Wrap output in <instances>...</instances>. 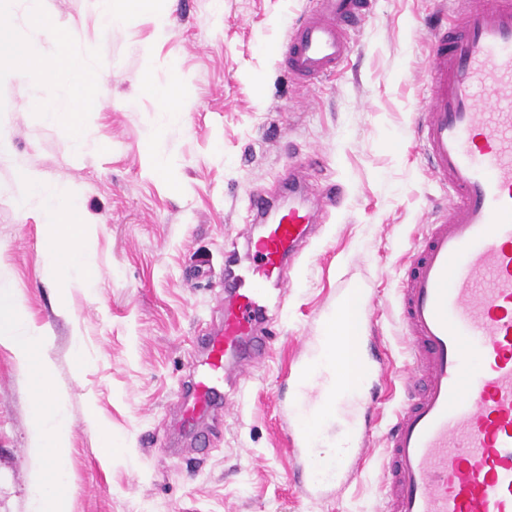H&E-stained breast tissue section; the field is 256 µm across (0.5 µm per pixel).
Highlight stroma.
Listing matches in <instances>:
<instances>
[{"label":"stroma","mask_w":512,"mask_h":512,"mask_svg":"<svg viewBox=\"0 0 512 512\" xmlns=\"http://www.w3.org/2000/svg\"><path fill=\"white\" fill-rule=\"evenodd\" d=\"M308 0H165L167 32L154 13L104 28L92 0H44L61 29L79 36L57 84L21 78L25 104L0 97V270L51 338L56 383L69 394L68 477L72 512H380L383 436L404 402L410 361L398 285L426 217L448 201L426 172L415 123L428 95L429 24L451 18L456 0H375L349 36L347 65L312 87L279 64L286 31ZM105 70L98 108L80 129L104 151L74 152L66 125L42 114L74 86L86 64ZM151 65L159 83L179 73L183 121L167 125L157 150L172 162L153 175L145 152L154 100L136 79ZM301 204L320 187L342 189L309 252L295 262L280 336L245 383L240 414L204 422L205 449L179 427L175 396L196 360V338L224 319V240L250 230L247 200L269 194L288 209L280 184L309 156ZM30 169L62 177L99 225L90 253L94 290L62 292L43 274L45 228L18 208L14 179ZM374 298L363 356L389 369L376 388L371 447L342 489L308 497L283 440L284 376L327 309L353 289ZM81 335L84 367L72 338ZM31 403L11 354L0 348V512H31ZM111 435L113 450L102 445Z\"/></svg>","instance_id":"1"}]
</instances>
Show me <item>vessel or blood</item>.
<instances>
[{
  "label": "vessel or blood",
  "mask_w": 512,
  "mask_h": 512,
  "mask_svg": "<svg viewBox=\"0 0 512 512\" xmlns=\"http://www.w3.org/2000/svg\"><path fill=\"white\" fill-rule=\"evenodd\" d=\"M430 35L428 96L416 123L433 178L448 202L430 215L399 282L411 342L405 401L386 433L384 512H512V0H460ZM371 0H315L292 25L281 63L300 84L322 81L348 57L350 30ZM320 208L289 207L245 245L224 244V321L198 338L205 352L184 388L182 424L227 408L276 338L296 260ZM387 377L365 363L354 396L364 412L348 433L323 440L300 426L284 437L302 488L345 486L368 446L373 389ZM289 410L331 409L348 398L303 354L288 372ZM330 448L326 467L318 455Z\"/></svg>",
  "instance_id": "1"
}]
</instances>
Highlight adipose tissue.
<instances>
[{
    "mask_svg": "<svg viewBox=\"0 0 512 512\" xmlns=\"http://www.w3.org/2000/svg\"><path fill=\"white\" fill-rule=\"evenodd\" d=\"M33 25L54 44L52 56L32 58L27 44L13 37L9 24L0 22V44L9 45L18 70L33 80L55 79L72 55L74 32L58 28L44 13L43 0H15ZM17 72L0 71V91L9 90ZM141 90L157 102V110L168 120L184 116V89L179 74H171L166 84H157L151 69L138 76ZM16 204L24 211L36 210L47 228L43 259L51 278L63 279L66 286L95 288L101 278L90 259L88 243L96 234L95 225L86 223L82 205L68 182L49 179L33 170L16 176ZM361 298L351 292L344 301L341 318H327L323 336L314 357L331 365L338 380L348 388L360 378V355L355 338L361 330ZM48 334L28 321L16 290L0 286V347L8 350L23 374L31 397L32 446L44 464L33 476V512H70L71 486L66 475L70 448V423L66 414L67 392L52 383L53 361Z\"/></svg>",
    "mask_w": 512,
    "mask_h": 512,
    "instance_id": "adipose-tissue-1",
    "label": "adipose tissue"
}]
</instances>
